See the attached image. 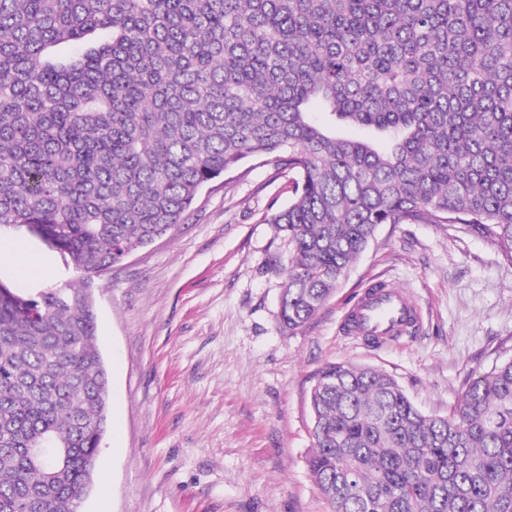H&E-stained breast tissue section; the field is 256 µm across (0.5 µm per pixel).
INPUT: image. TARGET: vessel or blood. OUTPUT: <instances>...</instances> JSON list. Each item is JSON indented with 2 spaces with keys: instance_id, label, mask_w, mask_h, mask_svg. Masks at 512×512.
Returning a JSON list of instances; mask_svg holds the SVG:
<instances>
[{
  "instance_id": "obj_1",
  "label": "vessel or blood",
  "mask_w": 512,
  "mask_h": 512,
  "mask_svg": "<svg viewBox=\"0 0 512 512\" xmlns=\"http://www.w3.org/2000/svg\"><path fill=\"white\" fill-rule=\"evenodd\" d=\"M418 314L413 302L401 290L381 288L365 293L357 302L352 321L357 331L377 337L404 333L405 324Z\"/></svg>"
}]
</instances>
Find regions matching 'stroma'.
Masks as SVG:
<instances>
[{
  "instance_id": "1",
  "label": "stroma",
  "mask_w": 512,
  "mask_h": 512,
  "mask_svg": "<svg viewBox=\"0 0 512 512\" xmlns=\"http://www.w3.org/2000/svg\"><path fill=\"white\" fill-rule=\"evenodd\" d=\"M288 178L255 161L205 189L185 223L90 283L110 380L107 431L80 512H330L312 482L308 392L329 363L381 368L428 413L512 357V263L458 224L382 225L304 329L281 328L288 247L266 215ZM0 282L34 292L75 280L26 228ZM405 290L420 323L372 344L344 324L375 283Z\"/></svg>"
}]
</instances>
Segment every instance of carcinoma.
I'll return each instance as SVG.
<instances>
[{"label": "carcinoma", "instance_id": "obj_1", "mask_svg": "<svg viewBox=\"0 0 512 512\" xmlns=\"http://www.w3.org/2000/svg\"><path fill=\"white\" fill-rule=\"evenodd\" d=\"M249 160L292 184L265 218L290 332L383 224H463L512 261V0H0V228L81 277L0 282V512L93 488L109 386L85 279ZM308 402L330 512H512V358L443 416L369 366L325 365Z\"/></svg>", "mask_w": 512, "mask_h": 512}]
</instances>
